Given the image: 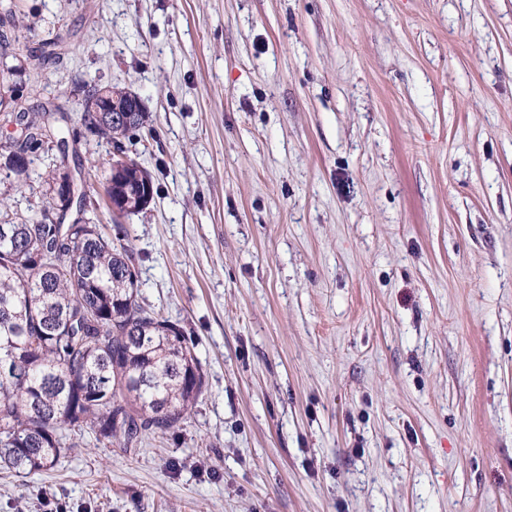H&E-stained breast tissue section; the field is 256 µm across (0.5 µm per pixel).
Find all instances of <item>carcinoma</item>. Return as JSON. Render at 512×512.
<instances>
[{
  "mask_svg": "<svg viewBox=\"0 0 512 512\" xmlns=\"http://www.w3.org/2000/svg\"><path fill=\"white\" fill-rule=\"evenodd\" d=\"M0 54L28 50L30 31L16 20L13 0L0 3ZM3 113L23 126L25 140L0 145L18 175L29 163L13 157L56 144L48 178L70 175L65 112ZM127 161L102 174L118 216L139 212L157 194L154 179L127 156L124 141L140 133L148 113L116 124L77 115ZM43 208L20 213L0 202V468L28 475L54 467L72 450L62 430L85 424L128 446L146 431L164 432L188 418L204 376L183 330L139 302L130 250L80 219L66 224Z\"/></svg>",
  "mask_w": 512,
  "mask_h": 512,
  "instance_id": "cac0c4a2",
  "label": "carcinoma"
}]
</instances>
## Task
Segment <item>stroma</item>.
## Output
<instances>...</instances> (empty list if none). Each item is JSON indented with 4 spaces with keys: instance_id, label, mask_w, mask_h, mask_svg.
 <instances>
[{
    "instance_id": "35a3bbf8",
    "label": "stroma",
    "mask_w": 512,
    "mask_h": 512,
    "mask_svg": "<svg viewBox=\"0 0 512 512\" xmlns=\"http://www.w3.org/2000/svg\"><path fill=\"white\" fill-rule=\"evenodd\" d=\"M0 98L125 86L159 186L115 217L205 387L134 449L0 473V512H512V0H17ZM49 159L0 196L50 201Z\"/></svg>"
}]
</instances>
